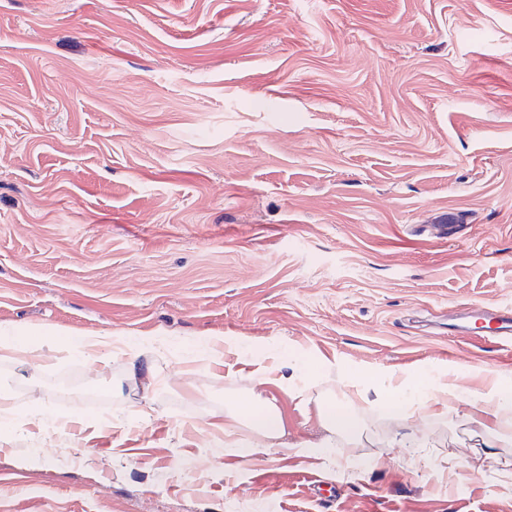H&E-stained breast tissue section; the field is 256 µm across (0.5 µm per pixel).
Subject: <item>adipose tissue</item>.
Masks as SVG:
<instances>
[{"label": "adipose tissue", "mask_w": 512, "mask_h": 512, "mask_svg": "<svg viewBox=\"0 0 512 512\" xmlns=\"http://www.w3.org/2000/svg\"><path fill=\"white\" fill-rule=\"evenodd\" d=\"M412 385L421 394L419 409H411L397 387L389 388L385 401L386 409L402 428L401 434L394 439L396 445L416 447L418 439L411 427L417 410L437 415L439 407L451 397L467 404L464 421L479 437L483 447L502 448L512 443L511 382L498 379L487 390L466 391L450 383L434 385L430 371L423 368L413 378ZM350 402L351 398L346 394L322 401L317 407L321 438L315 442L307 440L288 445L284 442L286 424L273 400L256 392L241 399H231L224 404V446L242 457L268 454L285 446L299 455L332 454L339 448L357 446L364 427L351 411ZM243 429L255 435L254 443L246 445L238 439L237 434Z\"/></svg>", "instance_id": "adipose-tissue-1"}]
</instances>
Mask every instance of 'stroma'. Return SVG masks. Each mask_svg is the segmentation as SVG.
Returning <instances> with one entry per match:
<instances>
[{"mask_svg": "<svg viewBox=\"0 0 512 512\" xmlns=\"http://www.w3.org/2000/svg\"><path fill=\"white\" fill-rule=\"evenodd\" d=\"M488 302L512 306V0H0V336L41 359H0V512H512V449L483 460L463 403L416 448L383 403L428 365L512 378L448 333ZM91 333L152 343L164 384ZM284 358L311 404L256 384ZM344 375L343 453L240 458L209 425L259 387L316 439ZM140 353L130 355L127 380L133 383L141 382L146 388H150L159 382V375L156 374L149 364H143L138 361Z\"/></svg>", "mask_w": 512, "mask_h": 512, "instance_id": "obj_1", "label": "stroma"}]
</instances>
